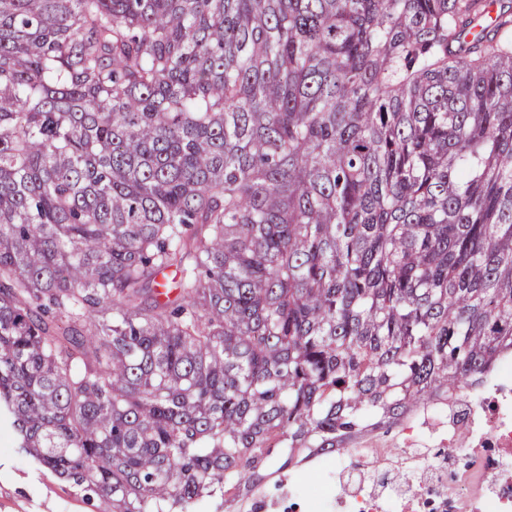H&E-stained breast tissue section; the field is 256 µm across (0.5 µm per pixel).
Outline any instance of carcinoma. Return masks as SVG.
I'll return each mask as SVG.
<instances>
[{
  "mask_svg": "<svg viewBox=\"0 0 512 512\" xmlns=\"http://www.w3.org/2000/svg\"><path fill=\"white\" fill-rule=\"evenodd\" d=\"M0 0V413L112 512H236L512 355V0ZM179 273L174 285L166 271Z\"/></svg>",
  "mask_w": 512,
  "mask_h": 512,
  "instance_id": "obj_1",
  "label": "carcinoma"
}]
</instances>
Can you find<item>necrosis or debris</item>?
<instances>
[{"label": "necrosis or debris", "instance_id": "1", "mask_svg": "<svg viewBox=\"0 0 512 512\" xmlns=\"http://www.w3.org/2000/svg\"><path fill=\"white\" fill-rule=\"evenodd\" d=\"M399 437L360 441L319 461L334 474L313 512H512V356L454 402L402 421Z\"/></svg>", "mask_w": 512, "mask_h": 512}]
</instances>
